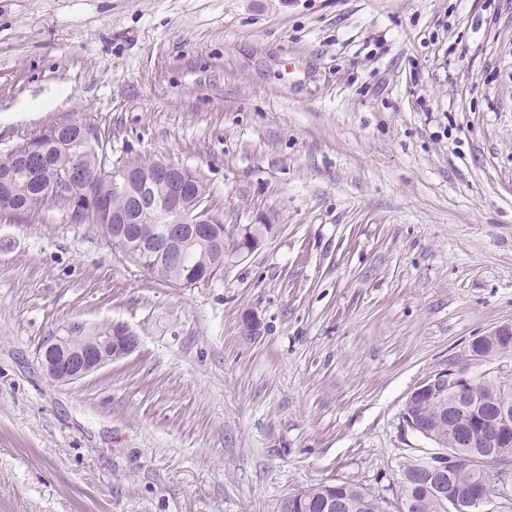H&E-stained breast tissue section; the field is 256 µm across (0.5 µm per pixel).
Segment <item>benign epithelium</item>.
Wrapping results in <instances>:
<instances>
[{"mask_svg": "<svg viewBox=\"0 0 512 512\" xmlns=\"http://www.w3.org/2000/svg\"><path fill=\"white\" fill-rule=\"evenodd\" d=\"M189 170L171 162L159 165V170L142 177L135 167L112 171V193L121 198L124 207L112 210V243L125 253L138 258L154 277H162L169 265L178 261L170 245L183 238L211 244L224 259L239 258L254 250L262 235H254L250 226L241 229L240 238L226 248L224 239L212 238L211 225L221 214L210 204L201 185H187ZM190 202H185L186 195ZM95 198L86 191L79 204L63 201L68 215L91 209ZM151 212L157 224H140L141 214ZM88 331L86 322L73 319L45 337L39 346V359L47 376L60 384H70L98 371L107 364L124 359L139 346V337L126 324L112 323V335L87 336L79 349L69 346L75 330ZM507 346L512 349V324L501 325L491 332L473 338L468 344L470 359H490ZM512 384V367H502L482 373L470 371L466 365L451 366L421 381L411 392L406 405L415 401L428 402L448 396V438L433 437L424 427L403 414L407 426L436 445L433 452L416 459L429 475L434 492L447 502V512H485L492 507L500 512L512 505V493L507 489L512 477V459L499 449L512 445V409L484 396L490 382ZM458 448H478L480 453L471 462L498 474L494 482L473 483L461 490H451L460 466ZM344 505L341 486L326 485L318 507L321 512H341Z\"/></svg>", "mask_w": 512, "mask_h": 512, "instance_id": "benign-epithelium-1", "label": "benign epithelium"}]
</instances>
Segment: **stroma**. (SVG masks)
<instances>
[{
    "instance_id": "35a3bbf8",
    "label": "stroma",
    "mask_w": 512,
    "mask_h": 512,
    "mask_svg": "<svg viewBox=\"0 0 512 512\" xmlns=\"http://www.w3.org/2000/svg\"><path fill=\"white\" fill-rule=\"evenodd\" d=\"M73 117L196 171L225 244L268 230L184 288L100 225L0 215V512L387 505L433 449L417 384L512 365L467 353L512 323V0H0V157ZM71 318L140 345L57 384ZM343 484L346 485L344 512H382L378 500L372 495L353 484Z\"/></svg>"
}]
</instances>
